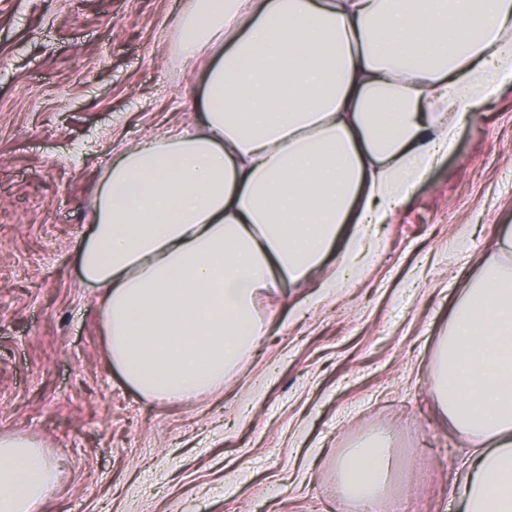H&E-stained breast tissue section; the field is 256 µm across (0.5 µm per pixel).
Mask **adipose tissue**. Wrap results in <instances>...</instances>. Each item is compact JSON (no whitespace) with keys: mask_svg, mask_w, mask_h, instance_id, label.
Instances as JSON below:
<instances>
[{"mask_svg":"<svg viewBox=\"0 0 512 512\" xmlns=\"http://www.w3.org/2000/svg\"><path fill=\"white\" fill-rule=\"evenodd\" d=\"M174 40L206 63L199 119L113 159L78 263L124 384L192 404L265 335L263 296L330 262L304 307L360 282L377 225L512 81V0H188ZM431 393L472 450L463 512H512V232L451 309ZM393 468L379 431L336 485L387 512ZM58 479L34 440L0 435V512H43Z\"/></svg>","mask_w":512,"mask_h":512,"instance_id":"ef3b65f1","label":"adipose tissue"}]
</instances>
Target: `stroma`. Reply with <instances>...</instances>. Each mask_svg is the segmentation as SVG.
<instances>
[{"instance_id": "35a3bbf8", "label": "stroma", "mask_w": 512, "mask_h": 512, "mask_svg": "<svg viewBox=\"0 0 512 512\" xmlns=\"http://www.w3.org/2000/svg\"><path fill=\"white\" fill-rule=\"evenodd\" d=\"M187 0H0V434L43 446L44 512H348L336 463L388 434L402 512H462L471 451L431 393L463 288L512 231V85L377 230L357 287L311 311L261 302L267 333L197 403L148 401L109 364L77 255L104 169L192 123L196 73L173 49Z\"/></svg>"}]
</instances>
